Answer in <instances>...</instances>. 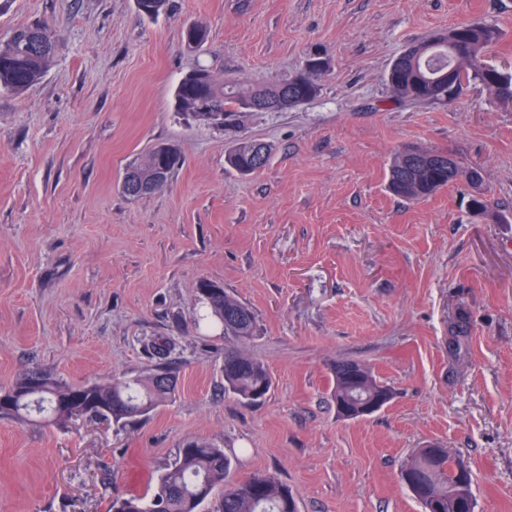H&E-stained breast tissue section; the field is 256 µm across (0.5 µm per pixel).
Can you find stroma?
<instances>
[{"label": "stroma", "instance_id": "stroma-1", "mask_svg": "<svg viewBox=\"0 0 512 512\" xmlns=\"http://www.w3.org/2000/svg\"><path fill=\"white\" fill-rule=\"evenodd\" d=\"M476 19L502 32L486 62L512 67V0H171L155 18L136 0H0V41L61 31L41 81L0 90V387L36 367L75 385L177 377L171 401L125 423L0 418V512H109L152 494L189 440L224 448L232 478L276 474L299 512H422L399 470L445 448L472 471L475 512H512V104L475 81L403 103L385 82L408 45ZM315 53L331 62L321 91L288 111L222 131L176 107L195 68L263 84ZM243 138L271 148L247 176L227 163ZM161 143L182 166L126 197V167ZM405 146L478 168L491 215L462 183L392 195ZM204 279L255 315L245 349L272 379L259 402L224 390L233 341L195 325ZM344 360L391 388L385 407L337 416Z\"/></svg>", "mask_w": 512, "mask_h": 512}]
</instances>
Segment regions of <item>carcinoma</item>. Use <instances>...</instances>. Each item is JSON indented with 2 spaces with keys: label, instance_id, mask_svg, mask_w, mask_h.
<instances>
[{
  "label": "carcinoma",
  "instance_id": "carcinoma-1",
  "mask_svg": "<svg viewBox=\"0 0 512 512\" xmlns=\"http://www.w3.org/2000/svg\"><path fill=\"white\" fill-rule=\"evenodd\" d=\"M50 25L41 24L15 29L6 41L0 42V89L22 92L37 83L51 65L58 41L48 42L42 34ZM461 35L455 61L477 81L494 93L504 104H512V71H501L486 63L484 56L501 36L500 30L482 21H472L451 28ZM203 25L192 24L185 31V44L198 50L207 42ZM448 68V53L409 59L395 67L387 81L393 96L400 102H422L425 93L417 86L421 75L432 76ZM282 92L285 98L304 103L320 92L315 80L299 86L295 78L275 80L262 85L224 82L209 70L197 68L187 72L178 81L174 96L179 111L203 125L208 120L195 114V102L206 98L224 108V119L242 111V105L253 97ZM254 141L240 139L228 154V163L239 173L248 175L263 169L270 153L258 157L252 154ZM437 160L419 163L402 159L397 154L390 166L388 188L408 200L425 199L451 183L448 178V152L436 150ZM165 164L166 178H171L181 163L178 148L160 144L151 148L126 168L123 181L152 174ZM202 304L207 312L196 324L220 329L224 336L245 341L256 333L253 312L233 295L219 288L217 292H201ZM235 360L224 365V388L238 398L252 402L254 394L267 395L272 386L266 367L242 350L224 349V359ZM360 379L349 388L336 383L335 401L347 397L379 392L386 386L379 383L369 368L358 363ZM175 377L164 368L147 377L115 379L107 384L71 385L40 369L25 372L10 388L0 390V417L30 420L32 412L43 416L46 425H62L72 416L73 408L83 409L92 416H104L113 421L127 422L142 416L168 402L176 392ZM459 459L445 448L432 452L421 451L408 460L400 473L428 474V482L419 491V502L426 500L448 503V474L453 472ZM231 459L224 449L207 442L190 441L178 450L173 463L157 479L153 495L146 499L138 495L117 497L112 500L111 512H203L206 504H213L214 512H298L296 500L279 478L270 473H257L245 480L230 478Z\"/></svg>",
  "mask_w": 512,
  "mask_h": 512
}]
</instances>
